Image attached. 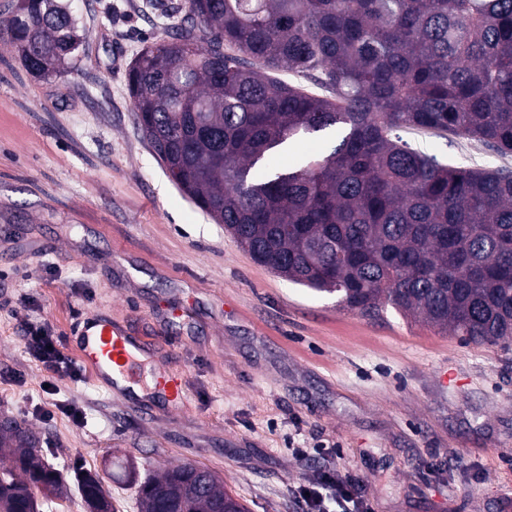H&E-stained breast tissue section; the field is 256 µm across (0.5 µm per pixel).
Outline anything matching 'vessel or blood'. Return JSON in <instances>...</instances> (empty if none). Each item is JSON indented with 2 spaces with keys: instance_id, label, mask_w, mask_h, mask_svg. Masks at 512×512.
Wrapping results in <instances>:
<instances>
[{
  "instance_id": "1",
  "label": "vessel or blood",
  "mask_w": 512,
  "mask_h": 512,
  "mask_svg": "<svg viewBox=\"0 0 512 512\" xmlns=\"http://www.w3.org/2000/svg\"><path fill=\"white\" fill-rule=\"evenodd\" d=\"M79 357L93 379L110 374L125 380L138 376L144 346L121 326L103 318H84L72 337ZM155 397L161 403L184 399L185 381L182 375L164 371Z\"/></svg>"
}]
</instances>
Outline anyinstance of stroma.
I'll list each match as a JSON object with an SVG mask.
<instances>
[{
	"label": "stroma",
	"instance_id": "1",
	"mask_svg": "<svg viewBox=\"0 0 512 512\" xmlns=\"http://www.w3.org/2000/svg\"><path fill=\"white\" fill-rule=\"evenodd\" d=\"M66 3L86 48L72 72L33 77L0 42V422L33 430L65 480L98 473L115 512H138L136 484L111 475L129 458L142 476L205 466L250 512H297L292 487L330 448L373 512H512V344L390 307L367 319L255 262L169 182L128 92L131 60L185 0ZM405 138L512 170L475 141ZM99 313L182 374L181 407L133 409L87 373L46 389L25 325L65 338Z\"/></svg>",
	"mask_w": 512,
	"mask_h": 512
}]
</instances>
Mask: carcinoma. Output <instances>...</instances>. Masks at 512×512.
Masks as SVG:
<instances>
[{"instance_id": "cac0c4a2", "label": "carcinoma", "mask_w": 512, "mask_h": 512, "mask_svg": "<svg viewBox=\"0 0 512 512\" xmlns=\"http://www.w3.org/2000/svg\"><path fill=\"white\" fill-rule=\"evenodd\" d=\"M131 62L128 89L168 179L282 278L364 317L390 305L478 344L512 341V171L443 164L401 132L512 153V0H186ZM0 38L28 73L75 68L82 40L61 0H26ZM308 78L326 95L270 75ZM330 150L274 163L301 138ZM0 512L62 490L39 439L0 424ZM143 478L140 512H249L204 469ZM86 504L103 490L80 474Z\"/></svg>"}]
</instances>
